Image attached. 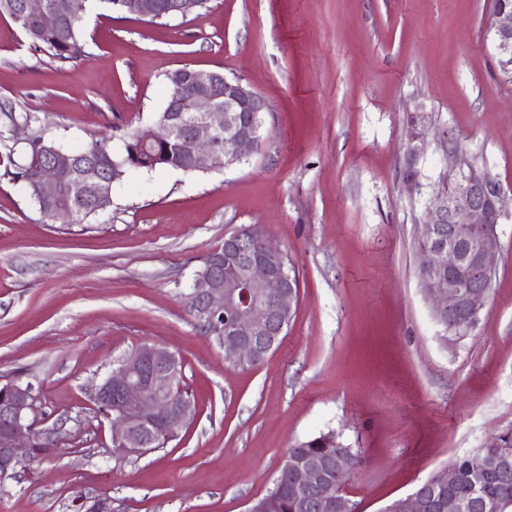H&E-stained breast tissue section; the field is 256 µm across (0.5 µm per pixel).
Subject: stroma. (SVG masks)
I'll return each instance as SVG.
<instances>
[{
    "instance_id": "1",
    "label": "stroma",
    "mask_w": 512,
    "mask_h": 512,
    "mask_svg": "<svg viewBox=\"0 0 512 512\" xmlns=\"http://www.w3.org/2000/svg\"><path fill=\"white\" fill-rule=\"evenodd\" d=\"M489 0H211L149 24L85 14L90 55L59 67L0 16V103L78 149L153 128L167 74L240 77L262 95V147L228 168L130 171L85 224L43 217L0 180V385L30 386L53 450L0 477V512H245L289 448L336 430L362 463L347 484L380 512L441 466L512 427V218L478 324L444 341L417 276L431 185L449 146L507 188L512 76ZM426 148L404 180L409 118ZM295 267L296 313L264 363L241 369L185 296L240 226ZM156 343L180 356L197 414L165 447L112 449L93 387ZM211 0H201L197 3V7L194 9H191L189 11H169L168 9L172 8L174 6V1L170 0H156L154 3L157 5L159 9L160 19L152 21L153 23H160L163 24L164 22H167L171 19L175 18H182L188 17V16H195L198 17L202 14L203 11H208L209 9V3Z\"/></svg>"
}]
</instances>
